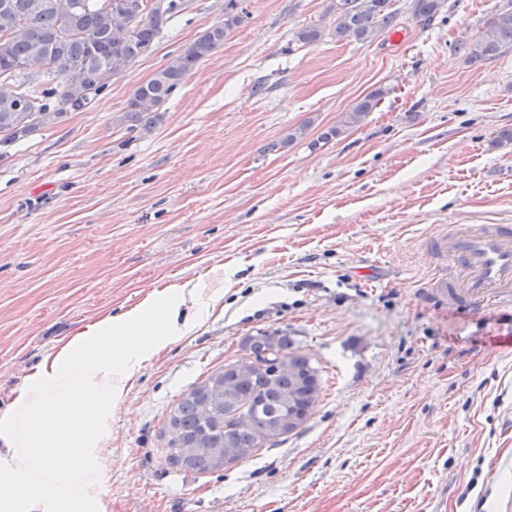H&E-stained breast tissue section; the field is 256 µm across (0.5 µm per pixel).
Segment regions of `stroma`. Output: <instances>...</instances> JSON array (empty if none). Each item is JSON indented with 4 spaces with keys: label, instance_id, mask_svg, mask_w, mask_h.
<instances>
[{
    "label": "stroma",
    "instance_id": "35a3bbf8",
    "mask_svg": "<svg viewBox=\"0 0 512 512\" xmlns=\"http://www.w3.org/2000/svg\"><path fill=\"white\" fill-rule=\"evenodd\" d=\"M331 3L243 0L157 125L127 135L135 88L224 18V0H190L101 100L0 161L1 408L87 323L224 279L197 333L138 370L103 472L77 473L106 512H512V320L436 300L426 247L451 224L512 225V145L492 144L512 127V53L459 50L503 0H445L428 22L391 0L368 41L332 36ZM313 24L324 38L297 42ZM380 86L361 124L310 148ZM273 331L320 370L304 430L227 471L170 467L173 404Z\"/></svg>",
    "mask_w": 512,
    "mask_h": 512
}]
</instances>
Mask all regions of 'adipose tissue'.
<instances>
[{"label": "adipose tissue", "mask_w": 512, "mask_h": 512, "mask_svg": "<svg viewBox=\"0 0 512 512\" xmlns=\"http://www.w3.org/2000/svg\"><path fill=\"white\" fill-rule=\"evenodd\" d=\"M202 286L192 279L95 320L26 377L0 411V512H101L95 485L73 477L99 459L140 365L196 332L223 301Z\"/></svg>", "instance_id": "obj_1"}]
</instances>
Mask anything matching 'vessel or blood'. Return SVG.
<instances>
[{"mask_svg":"<svg viewBox=\"0 0 512 512\" xmlns=\"http://www.w3.org/2000/svg\"><path fill=\"white\" fill-rule=\"evenodd\" d=\"M432 251L447 260L448 275L434 283L438 301L483 310L512 309V225L453 224L435 237Z\"/></svg>","mask_w":512,"mask_h":512,"instance_id":"b4317fda","label":"vessel or blood"}]
</instances>
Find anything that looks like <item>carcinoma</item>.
I'll use <instances>...</instances> for the list:
<instances>
[{"label": "carcinoma", "instance_id": "1", "mask_svg": "<svg viewBox=\"0 0 512 512\" xmlns=\"http://www.w3.org/2000/svg\"><path fill=\"white\" fill-rule=\"evenodd\" d=\"M176 0H0V160L15 142L56 124L71 110L105 96L112 78L154 51L170 21L184 11ZM391 0H335L338 40L366 41L395 18ZM444 0H415L416 14L435 16ZM247 17L243 0H224V20L208 28L131 94L117 124L129 133L150 131L162 106L200 61L211 56ZM296 40L319 42L324 28L299 29ZM469 61L512 53V3L497 10L478 34L461 43ZM390 89L358 100L341 124L311 145L327 144L363 122ZM310 124L288 130L268 149L306 137ZM244 354L193 385L171 408L160 431L166 461L175 468L217 472L227 449L244 462L299 432L312 417L321 380L310 358L291 350L279 332L249 336Z\"/></svg>", "mask_w": 512, "mask_h": 512}]
</instances>
